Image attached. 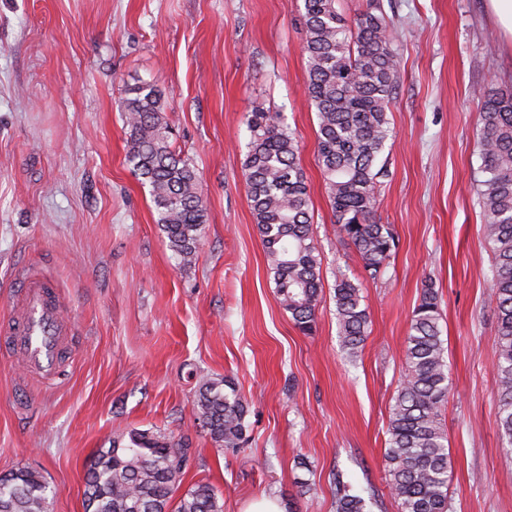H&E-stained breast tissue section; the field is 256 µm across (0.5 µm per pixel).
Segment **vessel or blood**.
<instances>
[{
	"label": "vessel or blood",
	"mask_w": 512,
	"mask_h": 512,
	"mask_svg": "<svg viewBox=\"0 0 512 512\" xmlns=\"http://www.w3.org/2000/svg\"><path fill=\"white\" fill-rule=\"evenodd\" d=\"M22 278L13 314L0 322V338L28 368L46 377L59 375L73 324L53 280L38 272L23 273Z\"/></svg>",
	"instance_id": "b4317fda"
}]
</instances>
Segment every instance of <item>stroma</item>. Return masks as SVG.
Wrapping results in <instances>:
<instances>
[{"mask_svg": "<svg viewBox=\"0 0 512 512\" xmlns=\"http://www.w3.org/2000/svg\"><path fill=\"white\" fill-rule=\"evenodd\" d=\"M380 4L400 79L376 215L397 248L372 278L337 229L317 164L302 0H0V318L29 269L56 283L76 323L59 378L27 372L0 344V476L37 471L53 512H85L98 451L161 431L187 450L181 490L211 484L224 512L264 496L282 512H336L340 481L370 512H400L386 430L429 285L448 363L450 512H512L476 139L479 90L512 86V43L488 0ZM144 84L199 179L206 222L189 265L125 159L120 103ZM258 108L280 113L300 145L323 282L308 334L277 299L247 199L246 117ZM340 274L370 315L354 358L338 339ZM224 377L248 406L239 448L217 447L194 406L202 379Z\"/></svg>", "mask_w": 512, "mask_h": 512, "instance_id": "1", "label": "stroma"}]
</instances>
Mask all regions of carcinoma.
<instances>
[{
  "label": "carcinoma",
  "mask_w": 512,
  "mask_h": 512,
  "mask_svg": "<svg viewBox=\"0 0 512 512\" xmlns=\"http://www.w3.org/2000/svg\"><path fill=\"white\" fill-rule=\"evenodd\" d=\"M305 96L318 120L317 161L335 224L373 278L395 248L390 225L376 218V160L389 136L387 112L399 78L391 23L379 0H366L353 23L336 0H303ZM477 134L483 179V232L494 254L492 304L497 319V423L512 455V90L484 87ZM129 127L126 161L150 194L170 248L190 264L201 241L205 207L195 170L176 154L158 91L130 87L121 101ZM244 161L248 199L281 305L303 333L312 331L321 292V258L311 239L310 197L297 164L298 141L280 114L257 109L247 120ZM339 343L357 356L369 315L360 288L336 278ZM448 364L435 290H422L413 312L405 370L388 423V486L400 512H448L451 462L440 422ZM203 426L220 448L245 441L247 405L233 382L200 381L195 399ZM187 449L164 434L134 432L100 450L86 466V512H224V500L198 483L179 500ZM0 512H51L48 486L21 468L0 476ZM336 512H368L366 500L336 482Z\"/></svg>",
  "instance_id": "carcinoma-1"
}]
</instances>
